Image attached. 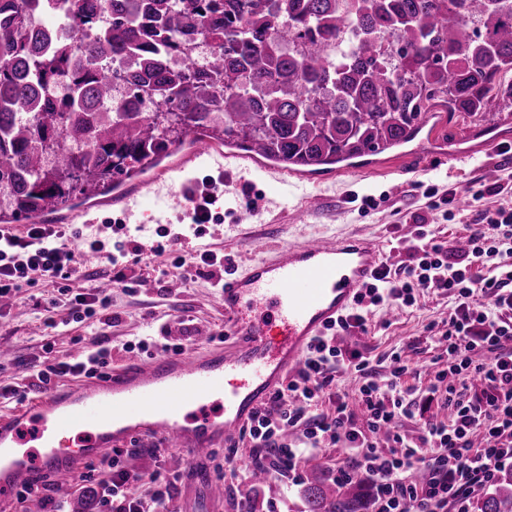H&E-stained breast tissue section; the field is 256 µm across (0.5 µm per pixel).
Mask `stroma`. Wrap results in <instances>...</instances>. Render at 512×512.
Here are the masks:
<instances>
[{"label": "stroma", "instance_id": "stroma-1", "mask_svg": "<svg viewBox=\"0 0 512 512\" xmlns=\"http://www.w3.org/2000/svg\"><path fill=\"white\" fill-rule=\"evenodd\" d=\"M427 124L436 130L433 141L413 140L330 173H298L288 185L256 171L242 174L231 167L205 165L185 173L181 182L150 187L133 221L108 206H94L98 220L90 224L61 210L54 223L72 224L80 233L69 239L70 247L79 248L88 237L101 241L115 258L111 264L105 257L83 263L69 286L89 288L118 272L125 281L112 288L107 310L80 320L72 319L66 307L52 306L59 295L55 287L39 282L18 289L0 309V349L10 353L9 360L0 363V384L20 386L28 398H36L41 391L28 362L62 361L81 345L100 339L108 340L116 368L151 358L154 348L137 346L138 340L150 336L165 337L168 344L186 347L191 354L205 343L232 344V337L223 333L224 311L215 284L258 260L248 245L253 236L263 238L273 252L309 238L359 235L372 240L382 256L398 262L406 254L395 245L413 232V220L419 216L432 224L437 239L457 248L460 238L479 223L481 211L512 207V113H487L485 125L498 136V147L469 160L458 154L473 144L470 117L441 109L429 114ZM190 191L211 195L212 219L199 236L187 210L185 196ZM464 191L476 196L475 205L449 204L451 194ZM367 197L374 199V206L364 205ZM174 235L181 245L172 251L168 245ZM205 250L223 254V267L190 262V255ZM179 255L187 262L177 270L173 263ZM453 313L451 298L431 293L409 308L373 309L366 330L342 334L336 343L369 357L381 377L389 373L393 354H400L409 366L404 387L419 391L447 360L442 334ZM351 455L339 443L305 459L300 481L287 483L273 473L255 484L241 471L225 470L223 453L206 454L203 468L224 485L223 500L214 503L207 499L205 484L187 476L184 453L169 450L165 466L186 474L173 495L177 512H307L306 479L334 481L337 465Z\"/></svg>", "mask_w": 512, "mask_h": 512}]
</instances>
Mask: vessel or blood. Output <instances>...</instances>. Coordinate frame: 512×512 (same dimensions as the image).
Returning a JSON list of instances; mask_svg holds the SVG:
<instances>
[{"label": "vessel or blood", "mask_w": 512, "mask_h": 512, "mask_svg": "<svg viewBox=\"0 0 512 512\" xmlns=\"http://www.w3.org/2000/svg\"><path fill=\"white\" fill-rule=\"evenodd\" d=\"M197 145L161 177L221 158ZM380 264L374 242L314 238L279 248L225 277L218 300L229 348L197 359L159 353L127 362L78 387L48 389L28 408L0 416V487L32 486L47 471L70 482L78 465L105 449L140 437L198 459L228 443L252 415L299 370L315 339L354 304ZM73 436V452L58 435Z\"/></svg>", "instance_id": "b4317fda"}]
</instances>
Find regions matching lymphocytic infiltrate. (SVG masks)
I'll use <instances>...</instances> for the list:
<instances>
[{
    "label": "lymphocytic infiltrate",
    "mask_w": 512,
    "mask_h": 512,
    "mask_svg": "<svg viewBox=\"0 0 512 512\" xmlns=\"http://www.w3.org/2000/svg\"><path fill=\"white\" fill-rule=\"evenodd\" d=\"M70 235L65 224H32L20 234L1 228L0 298L37 280L53 285L77 273L80 258L66 244ZM404 247L407 264L382 263L335 332L315 339L303 368L253 415L237 443L226 448L228 461L237 460L239 447L245 446L251 450L249 468L295 482L303 459L327 444L346 442L357 457L337 468L336 479L348 483L359 474L371 475L374 512H470V491L492 485L501 469L512 464V352L504 348L512 341V209L486 214L484 224L469 234L461 258H454L423 224ZM483 266L492 268V276L478 275ZM431 291L448 294L456 304L444 336L448 366L435 376L445 387L442 406L449 419L427 422L425 438L414 446L398 431L399 418L415 417L417 408L402 387L407 365L395 360L389 377L375 381L369 360L356 351L344 354L334 338L365 328L371 308L411 307ZM343 359L363 379L359 417L340 397L333 414L314 410L319 397L330 393L333 370ZM111 361L110 347L96 341L68 360L34 364L30 370L46 385L57 376L103 375ZM291 428L301 429V446L286 441L284 433ZM381 432L390 436V448L378 447L375 437ZM426 449L431 452L427 458L422 455ZM124 454V449H113L107 477H99L92 464L80 476L100 487L97 512H173V492L182 476L163 468V449H149L156 466L147 473L128 471L121 462ZM145 484L154 487L147 500L140 494Z\"/></svg>",
    "instance_id": "lymphocytic-infiltrate-1"
}]
</instances>
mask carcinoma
<instances>
[{"label": "carcinoma", "mask_w": 512, "mask_h": 512, "mask_svg": "<svg viewBox=\"0 0 512 512\" xmlns=\"http://www.w3.org/2000/svg\"><path fill=\"white\" fill-rule=\"evenodd\" d=\"M43 8L66 23L43 24ZM196 34L215 44L206 66L167 65ZM334 40L346 46L332 56ZM119 54L136 67L115 103L105 66ZM441 103L512 112V0H0V188L15 221L106 192L185 134L329 165L405 143ZM471 498L512 512V479ZM305 499L307 512L372 508L361 478H314Z\"/></svg>", "instance_id": "carcinoma-1"}]
</instances>
